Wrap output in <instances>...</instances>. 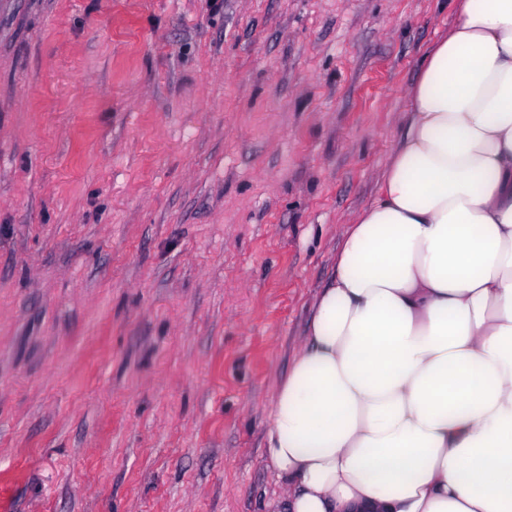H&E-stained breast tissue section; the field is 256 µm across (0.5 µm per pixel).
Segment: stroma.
<instances>
[{
	"mask_svg": "<svg viewBox=\"0 0 512 512\" xmlns=\"http://www.w3.org/2000/svg\"><path fill=\"white\" fill-rule=\"evenodd\" d=\"M448 0H0V512H267L274 382Z\"/></svg>",
	"mask_w": 512,
	"mask_h": 512,
	"instance_id": "1",
	"label": "stroma"
}]
</instances>
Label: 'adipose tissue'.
<instances>
[{
  "mask_svg": "<svg viewBox=\"0 0 512 512\" xmlns=\"http://www.w3.org/2000/svg\"><path fill=\"white\" fill-rule=\"evenodd\" d=\"M453 4L274 383L269 512H512V0Z\"/></svg>",
  "mask_w": 512,
  "mask_h": 512,
  "instance_id": "adipose-tissue-1",
  "label": "adipose tissue"
}]
</instances>
